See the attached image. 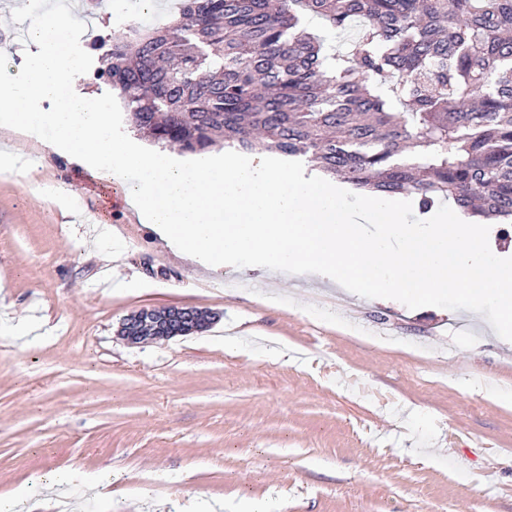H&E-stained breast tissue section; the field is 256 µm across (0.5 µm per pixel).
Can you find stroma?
<instances>
[{
    "label": "stroma",
    "instance_id": "stroma-1",
    "mask_svg": "<svg viewBox=\"0 0 512 512\" xmlns=\"http://www.w3.org/2000/svg\"><path fill=\"white\" fill-rule=\"evenodd\" d=\"M0 172V498L59 512H512V342L465 311L366 299L311 275L176 258L124 189L64 158ZM59 185L112 232L111 261ZM142 279V289L116 284ZM210 312L208 332L131 344L130 313ZM102 483L105 493L89 491Z\"/></svg>",
    "mask_w": 512,
    "mask_h": 512
}]
</instances>
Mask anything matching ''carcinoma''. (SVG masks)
Segmentation results:
<instances>
[{
  "label": "carcinoma",
  "instance_id": "1",
  "mask_svg": "<svg viewBox=\"0 0 512 512\" xmlns=\"http://www.w3.org/2000/svg\"><path fill=\"white\" fill-rule=\"evenodd\" d=\"M88 48L154 144L309 158L362 195L512 224V0H180Z\"/></svg>",
  "mask_w": 512,
  "mask_h": 512
}]
</instances>
